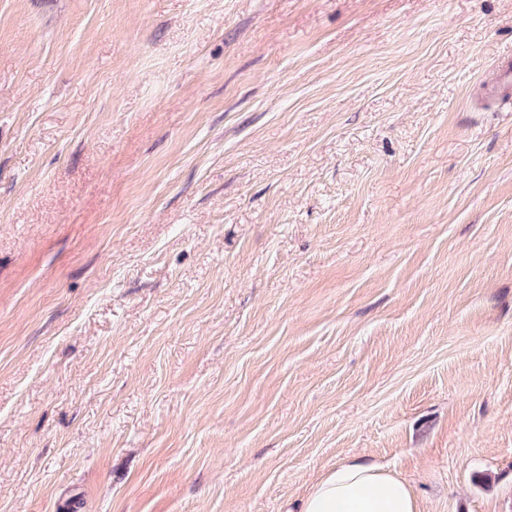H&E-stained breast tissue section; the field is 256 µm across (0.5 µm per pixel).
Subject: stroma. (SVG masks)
Wrapping results in <instances>:
<instances>
[{
    "mask_svg": "<svg viewBox=\"0 0 512 512\" xmlns=\"http://www.w3.org/2000/svg\"><path fill=\"white\" fill-rule=\"evenodd\" d=\"M511 57L512 0H0V512H512ZM298 512L419 511L405 479L363 458H353L324 474Z\"/></svg>",
    "mask_w": 512,
    "mask_h": 512,
    "instance_id": "35a3bbf8",
    "label": "stroma"
}]
</instances>
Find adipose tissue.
<instances>
[{"instance_id": "ef3b65f1", "label": "adipose tissue", "mask_w": 512, "mask_h": 512, "mask_svg": "<svg viewBox=\"0 0 512 512\" xmlns=\"http://www.w3.org/2000/svg\"><path fill=\"white\" fill-rule=\"evenodd\" d=\"M298 512H418V507L405 479L353 458L324 474Z\"/></svg>"}]
</instances>
